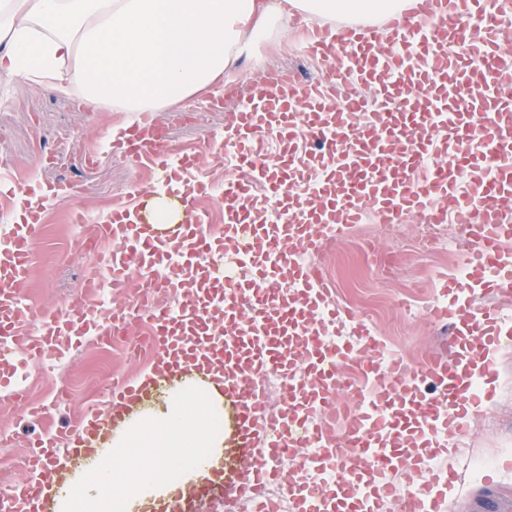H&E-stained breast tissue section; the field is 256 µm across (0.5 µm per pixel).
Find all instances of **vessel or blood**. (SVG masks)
Returning a JSON list of instances; mask_svg holds the SVG:
<instances>
[{"label": "vessel or blood", "instance_id": "b4317fda", "mask_svg": "<svg viewBox=\"0 0 512 512\" xmlns=\"http://www.w3.org/2000/svg\"><path fill=\"white\" fill-rule=\"evenodd\" d=\"M509 23L512 0H418L416 14L380 26L314 29L311 55L336 45L327 78L254 81L224 137L236 165L265 180L267 199L279 203L273 225L245 221L254 208L252 188L232 178L223 195L241 219L205 224L196 200L211 186L191 178L193 156L173 158L167 133L150 119L134 125L128 158L155 164L157 191L177 198L186 219L172 240L145 232L131 208L97 221L95 240L107 245L97 262L107 275L91 285L121 288L138 268L148 287L167 290L200 260L208 267L204 296L195 305L179 299L143 305L154 352L150 376L110 388L82 427L38 440L34 482L0 494V512H45L56 488L93 454L101 418L126 421L156 383L191 370L204 375L210 398L234 405L237 422L223 454L210 458L190 485L141 503L140 512H197L216 489L225 512H235L252 486L281 483L283 458L297 474L288 486L296 512H383L391 497L443 512L429 489L454 485L456 471L441 460L420 480L410 479L397 428L408 402L425 441L460 446L464 409L487 398L500 339L512 334L511 319L478 305L479 297L512 293V220L492 208L512 198V53L502 48ZM346 84L353 94H339ZM269 131L285 146L274 163L260 148ZM21 194L22 217L0 229L4 396L21 391L31 362L54 359L61 343L112 334L111 320L98 318L83 299L58 311L26 305L25 274L48 194L40 185ZM464 208L479 213L462 229L471 248L431 312L464 336L463 352L418 364L384 353L361 317L329 299L308 255L368 217L400 224L416 215L446 224ZM36 324L41 332L34 339ZM348 360L363 365L353 391L357 416L331 441L318 423L322 391L337 385ZM272 371L286 382L273 427L257 401L258 384ZM343 448L359 449L367 474L340 469Z\"/></svg>", "mask_w": 512, "mask_h": 512}]
</instances>
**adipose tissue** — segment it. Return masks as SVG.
Segmentation results:
<instances>
[{
  "mask_svg": "<svg viewBox=\"0 0 512 512\" xmlns=\"http://www.w3.org/2000/svg\"><path fill=\"white\" fill-rule=\"evenodd\" d=\"M317 17L397 15L412 0H289ZM275 0H0V80L79 93L87 110L159 112L209 90L248 47L279 26ZM111 482L92 476L70 512H135L142 496L182 482L201 450L224 445V413L196 391L130 421L107 442Z\"/></svg>",
  "mask_w": 512,
  "mask_h": 512,
  "instance_id": "ef3b65f1",
  "label": "adipose tissue"
}]
</instances>
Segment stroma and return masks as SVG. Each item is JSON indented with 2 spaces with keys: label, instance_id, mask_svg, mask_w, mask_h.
Returning <instances> with one entry per match:
<instances>
[{
  "label": "stroma",
  "instance_id": "1",
  "mask_svg": "<svg viewBox=\"0 0 512 512\" xmlns=\"http://www.w3.org/2000/svg\"><path fill=\"white\" fill-rule=\"evenodd\" d=\"M297 67L305 76H322L325 66L309 58L302 48L297 31L270 33L252 43L224 71L210 91L198 96L192 109L196 118L181 120V108L155 113L171 137L176 152L190 151L198 159L195 175L214 186L224 182V129L232 113L245 103L252 79L273 67ZM235 83L238 94L229 108L210 106L211 96L224 93L226 83ZM128 121L127 115L111 110L85 111L78 97L64 98L45 87L25 81L0 84V219H12L22 209L20 187L30 179L40 183H74L78 197L59 196L45 202L42 232L35 245L26 287L39 297L41 306L58 309L80 297L85 288L88 257L74 251V232H62L55 224L67 214H84L96 218L129 204L135 191H148L156 182L151 168L137 169L121 161V150L103 151L112 133ZM99 154L96 167H85L87 151ZM418 230L417 221H406L386 230L383 223L372 220L346 230L336 244L335 282L332 296L348 304L355 312L369 310L376 299H404L410 311L391 319L378 320L372 326L375 336L414 362L441 352L448 344V329L430 320L426 308L440 299V283L456 275L461 257L455 247H447L420 260L408 255L402 271L393 282H385L377 267L367 265L355 247L360 237L371 238L382 251L400 246ZM112 361L117 375L136 377L151 365L149 357L125 361L114 347H100L80 340L68 357L57 367V374L68 375L74 390L67 406L52 409L51 423L25 413L15 405L0 416V430L5 431L15 447L30 449L45 436L47 426L62 430L77 422L92 404L100 400L105 382L86 373L88 363L99 355ZM496 376L487 402L470 407L465 443L490 453L489 464L468 466L457 448H444L456 466L459 479L455 487L440 485L433 493L443 500L445 512H512V339L503 340L496 352Z\"/></svg>",
  "mask_w": 512,
  "mask_h": 512
}]
</instances>
